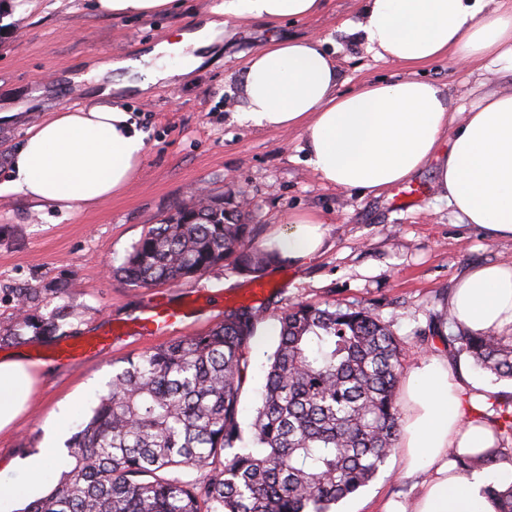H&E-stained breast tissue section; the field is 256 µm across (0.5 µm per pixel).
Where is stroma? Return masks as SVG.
Returning <instances> with one entry per match:
<instances>
[{
  "instance_id": "stroma-1",
  "label": "stroma",
  "mask_w": 512,
  "mask_h": 512,
  "mask_svg": "<svg viewBox=\"0 0 512 512\" xmlns=\"http://www.w3.org/2000/svg\"><path fill=\"white\" fill-rule=\"evenodd\" d=\"M35 10L19 0H0V185L9 159L27 129L59 107L92 99L96 86L73 83L102 58H137L161 39L204 20L218 0H181L176 11L112 19L94 0H38ZM361 0H329L308 19L268 23L230 21L223 41L203 52L202 64L183 80L158 85L149 96L122 91V102L145 135L147 151L136 178L122 192L93 207L67 211L39 208L24 195L0 192V332L14 322V291L41 289L39 310L53 316L69 340L127 327L112 347L78 362L49 359L55 342L42 343L30 410L15 428L0 433V482L20 487L26 477L17 459L35 455L49 436L68 440L91 413L112 374L143 350L204 333L225 309L265 307L243 394L251 418L264 382L266 352L278 335V318L298 304L330 302L367 307L390 322L403 349L402 373L444 352L443 336L454 281L476 263L512 264V241H490L462 224L435 187L433 168L381 193L323 184L305 162L299 133L258 129L240 122V76L250 53L273 40L315 38L343 75L341 92L409 75L446 84L453 106L466 109L479 82L512 92V77L486 71L484 63L455 67L441 59L410 66L379 58L357 34ZM248 211L256 241L278 243L291 212H314L326 224L322 250L303 265L281 261L265 277L263 295L250 293V276L219 268L176 287L137 288L112 273L147 229L182 204L201 197ZM71 285L56 296L57 284ZM163 304L185 317L176 328L137 334L143 312ZM419 488L391 456L377 477L340 506V512H383L386 500H410Z\"/></svg>"
}]
</instances>
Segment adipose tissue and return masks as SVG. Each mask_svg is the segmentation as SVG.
Masks as SVG:
<instances>
[{"mask_svg":"<svg viewBox=\"0 0 512 512\" xmlns=\"http://www.w3.org/2000/svg\"><path fill=\"white\" fill-rule=\"evenodd\" d=\"M325 0H221L177 41L161 40L137 59L104 61L86 72L99 87L86 107L59 108L28 131L11 158L9 191L45 205L92 207L123 190L146 152L130 112L112 101L113 73L121 87L148 90L197 68L200 49L221 40L229 20L267 22L318 15ZM382 59L409 65L440 59L482 60L512 73V5L505 0H363L355 26ZM335 60L316 39L259 47L241 78L246 104L239 119L256 128L296 131L306 162L325 184L382 192L435 165L437 187L459 218L485 238L512 240V93H485L450 125L446 86L407 77L367 83L350 93ZM285 256L301 263L324 243V220L292 213ZM448 306L456 326L512 335V265L479 263L457 278ZM35 380L24 352L0 359V431L25 410ZM462 365L444 357L421 363L404 384L406 420L399 446L405 474L430 468L412 504L386 512H496L482 491L512 481V456L491 473L455 474L448 450L494 447L493 429L471 419L463 395L473 389Z\"/></svg>","mask_w":512,"mask_h":512,"instance_id":"ef3b65f1","label":"adipose tissue"}]
</instances>
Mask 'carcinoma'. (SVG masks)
<instances>
[{
  "label": "carcinoma",
  "instance_id": "carcinoma-1",
  "mask_svg": "<svg viewBox=\"0 0 512 512\" xmlns=\"http://www.w3.org/2000/svg\"><path fill=\"white\" fill-rule=\"evenodd\" d=\"M249 214L200 200L153 224L116 273L151 288L228 267L259 281L281 260L255 242ZM18 317L0 341L55 338L33 312L41 291H16ZM263 311L238 307L208 332L152 347L112 373L106 394L67 442L68 469L23 512H336L395 450L401 356L391 326L368 308L299 304L279 318L251 422L241 398ZM448 354L512 381V341L466 330ZM476 413L512 439V394L484 393ZM501 449H448L456 472L492 467ZM205 470L201 480L187 478ZM484 494L512 512V484Z\"/></svg>",
  "mask_w": 512,
  "mask_h": 512
}]
</instances>
